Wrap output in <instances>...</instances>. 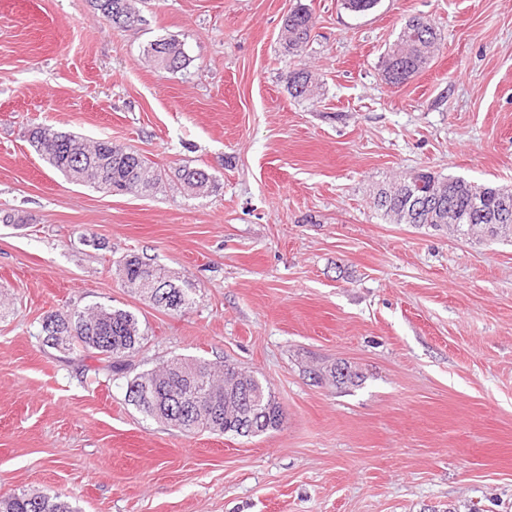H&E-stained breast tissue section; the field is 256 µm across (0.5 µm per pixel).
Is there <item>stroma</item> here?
I'll return each mask as SVG.
<instances>
[{
    "mask_svg": "<svg viewBox=\"0 0 512 512\" xmlns=\"http://www.w3.org/2000/svg\"><path fill=\"white\" fill-rule=\"evenodd\" d=\"M314 18L303 58L290 7ZM115 28L90 0H0V496L51 489L79 512H512V242L386 223L380 185L417 169L512 188V0H140ZM440 51L394 86L382 57L410 17ZM182 41L183 70L145 48ZM306 67L312 99L289 95ZM41 126L141 154L158 189L67 181ZM211 173L194 197L175 174ZM135 254L194 288L183 313L131 292ZM134 312L123 372L49 345L50 313ZM174 357L267 384L278 429L187 433L127 383ZM347 362L339 389L310 368ZM306 5L301 3L289 9L285 22H283L282 44L286 53L301 56L309 43L313 30L312 13Z\"/></svg>",
    "mask_w": 512,
    "mask_h": 512,
    "instance_id": "1",
    "label": "stroma"
}]
</instances>
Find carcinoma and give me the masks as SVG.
Segmentation results:
<instances>
[{"instance_id": "carcinoma-1", "label": "carcinoma", "mask_w": 512, "mask_h": 512, "mask_svg": "<svg viewBox=\"0 0 512 512\" xmlns=\"http://www.w3.org/2000/svg\"><path fill=\"white\" fill-rule=\"evenodd\" d=\"M93 8L112 22L113 15L126 11L135 14V0H92ZM421 17L413 16L402 26L397 39L388 47L382 64L387 79L401 84L419 73L439 49L438 37L425 34ZM313 30L309 8L298 3L289 9L283 22V48L293 56L302 55ZM162 49L149 44L146 55L156 67L176 73L187 66L189 57L184 44L175 38L160 39ZM287 90L295 98L313 95L315 79L302 68L286 74ZM30 142L35 151L52 168L77 184L102 189L111 184L135 191H149L160 184V175L146 160L131 163L137 152L124 146L106 150L107 140L83 139L72 132L52 131L36 127ZM198 169L186 167L178 172L181 184L196 195H205L215 187V180L201 183L194 178ZM424 181L417 195L427 194L433 174L419 171L404 175L380 186L373 204L390 224H449L453 232L463 236L489 233L492 240H512V225L498 224L494 214L512 190L490 185H475L459 177H437L443 194L442 211H417L411 207L410 179ZM119 272L127 287L147 297L163 310L184 312L195 304L194 289L178 284L170 271L152 266L137 256L119 262ZM44 341L52 346L100 354L111 361L112 371L124 370L125 358L134 353L144 340L138 317L127 310L94 305L83 310H67L52 314L42 323ZM347 374L330 375L338 389L356 386L361 373L343 365ZM126 396L144 414L183 431L207 430L217 434L240 435L239 428L251 407L261 412L264 431L277 429L283 421L281 408L270 388L258 377L239 367L215 366L198 359L173 358L159 369L141 373L127 383ZM0 512H79L68 496L55 491L20 492L0 499Z\"/></svg>"}]
</instances>
